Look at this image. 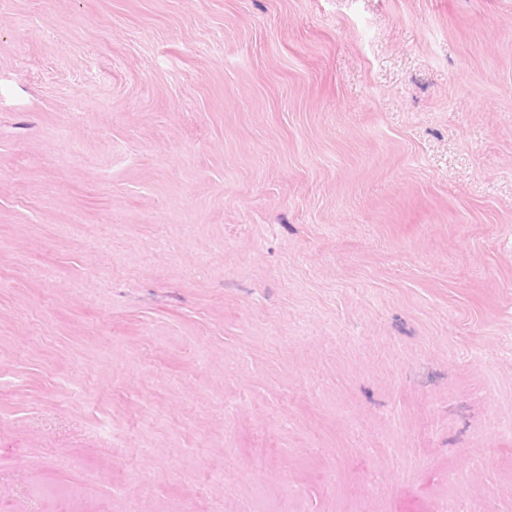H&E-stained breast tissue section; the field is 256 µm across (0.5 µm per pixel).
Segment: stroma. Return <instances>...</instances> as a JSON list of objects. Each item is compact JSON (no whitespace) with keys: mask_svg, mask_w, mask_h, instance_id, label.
I'll return each mask as SVG.
<instances>
[{"mask_svg":"<svg viewBox=\"0 0 512 512\" xmlns=\"http://www.w3.org/2000/svg\"><path fill=\"white\" fill-rule=\"evenodd\" d=\"M512 512V0H0V512Z\"/></svg>","mask_w":512,"mask_h":512,"instance_id":"stroma-1","label":"stroma"}]
</instances>
